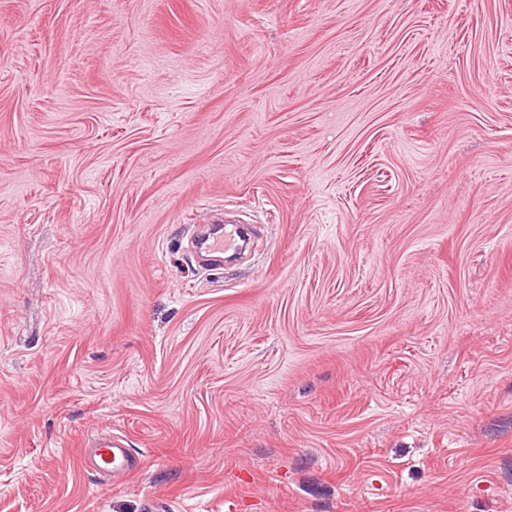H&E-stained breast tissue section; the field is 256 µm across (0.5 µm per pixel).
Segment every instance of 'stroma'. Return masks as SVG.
Listing matches in <instances>:
<instances>
[{
	"instance_id": "35a3bbf8",
	"label": "stroma",
	"mask_w": 512,
	"mask_h": 512,
	"mask_svg": "<svg viewBox=\"0 0 512 512\" xmlns=\"http://www.w3.org/2000/svg\"><path fill=\"white\" fill-rule=\"evenodd\" d=\"M154 506L512 512V0H0V512ZM235 242V233L228 231L224 232L222 225H213L208 236H204L200 240L199 248H204L207 252H223L224 248L229 249L236 247ZM83 456V465L99 473L122 475L129 459V448L124 437L110 433L91 434Z\"/></svg>"
}]
</instances>
